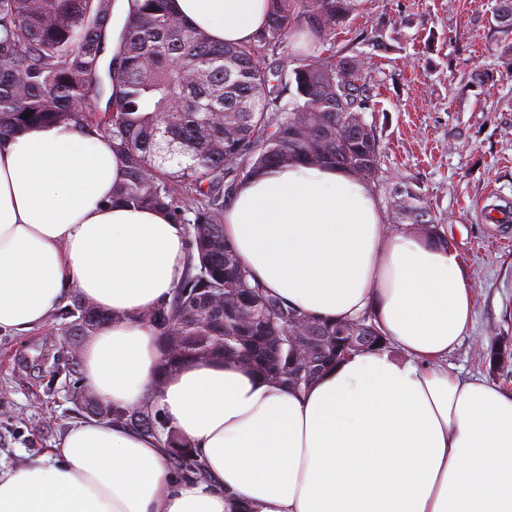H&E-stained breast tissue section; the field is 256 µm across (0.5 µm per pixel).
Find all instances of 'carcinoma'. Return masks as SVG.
I'll return each mask as SVG.
<instances>
[{"label":"carcinoma","instance_id":"obj_1","mask_svg":"<svg viewBox=\"0 0 512 512\" xmlns=\"http://www.w3.org/2000/svg\"><path fill=\"white\" fill-rule=\"evenodd\" d=\"M268 2V20L251 40L218 43L171 11L170 0H128L114 43L115 0H0V143L35 128H85L110 142L121 165L112 202L163 209L185 227L187 272L171 299L143 317L158 337H183L162 374L218 354L302 393L346 357L388 346L387 337L365 311L362 340L346 346L336 331L347 320L308 316L255 281L224 238V210L261 169L332 166L369 186L379 181L382 155L365 119L374 106L368 57L345 55L330 41L360 0ZM290 34L304 40V62L285 103L290 84L269 51ZM163 136L187 159L165 164ZM189 193L197 196L192 209L183 204ZM390 195L392 223L448 244L422 192L400 180ZM59 316L69 320L72 344L112 320L79 294ZM300 325L329 337L320 373L309 378L292 371L304 354L293 340ZM80 408L164 439L183 475L206 476L157 399L117 408L84 397Z\"/></svg>","mask_w":512,"mask_h":512}]
</instances>
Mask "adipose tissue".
Listing matches in <instances>:
<instances>
[{
    "instance_id": "ef3b65f1",
    "label": "adipose tissue",
    "mask_w": 512,
    "mask_h": 512,
    "mask_svg": "<svg viewBox=\"0 0 512 512\" xmlns=\"http://www.w3.org/2000/svg\"><path fill=\"white\" fill-rule=\"evenodd\" d=\"M220 42L262 29L268 0H172ZM120 164L87 130L0 144V331L43 325L68 289L113 320L83 348L103 402L157 395L209 477L176 476L161 440L82 420L51 454L0 464V512H512V392L448 373L472 322L459 253L389 232L370 189L333 168L254 173L224 236L265 288L315 318L372 309L390 345L329 368L306 392L240 363L197 360L163 387L144 321L187 264L165 211L114 206Z\"/></svg>"
}]
</instances>
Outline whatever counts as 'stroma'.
<instances>
[{"label":"stroma","mask_w":512,"mask_h":512,"mask_svg":"<svg viewBox=\"0 0 512 512\" xmlns=\"http://www.w3.org/2000/svg\"><path fill=\"white\" fill-rule=\"evenodd\" d=\"M494 8L495 0H364L334 41L349 54L368 52L378 32L389 44L365 70L383 221L391 186L418 185L473 282L472 326L445 361L449 373L512 391V363L489 362L492 348L512 349V63L502 54L512 31L495 27ZM475 68L487 81L470 79ZM62 333L54 317L23 335L0 332L5 465L50 453L79 419L76 395L91 394Z\"/></svg>","instance_id":"obj_1"}]
</instances>
